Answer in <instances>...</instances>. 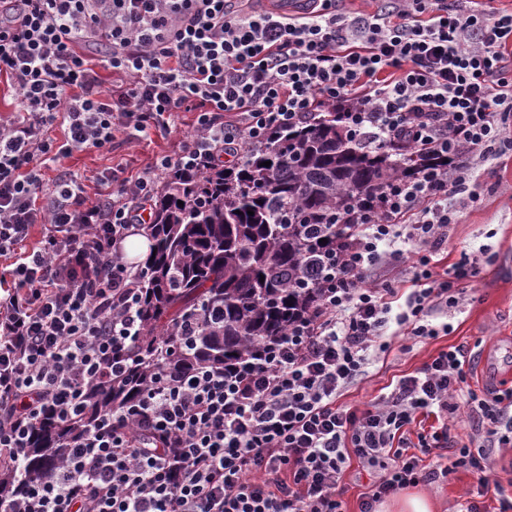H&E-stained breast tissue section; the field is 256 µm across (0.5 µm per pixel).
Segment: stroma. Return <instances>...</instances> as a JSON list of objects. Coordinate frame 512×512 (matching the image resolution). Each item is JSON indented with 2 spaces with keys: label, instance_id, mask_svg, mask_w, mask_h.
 <instances>
[{
  "label": "stroma",
  "instance_id": "stroma-1",
  "mask_svg": "<svg viewBox=\"0 0 512 512\" xmlns=\"http://www.w3.org/2000/svg\"><path fill=\"white\" fill-rule=\"evenodd\" d=\"M195 118L192 110L178 113L167 136L119 142L108 151L77 152L65 160L64 167L85 176L89 196H96L99 173L118 164L126 165L132 175L142 171L156 155L171 150L190 132ZM490 166L492 173L486 178L488 186L480 201L461 206L459 220L437 255L441 265L449 266L465 251L479 267L477 277L463 281L459 305L434 314V322L448 323L450 332L421 342L392 336L389 354L369 366L363 380L344 391V403L361 405L378 398L392 380L422 367L440 349L462 342L475 353L468 373L472 389L512 388V155L491 160ZM475 485V476L460 471L445 483L425 487L424 492L433 499L435 512H458L467 491Z\"/></svg>",
  "mask_w": 512,
  "mask_h": 512
}]
</instances>
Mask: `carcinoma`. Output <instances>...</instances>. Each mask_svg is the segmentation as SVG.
Wrapping results in <instances>:
<instances>
[{
    "mask_svg": "<svg viewBox=\"0 0 512 512\" xmlns=\"http://www.w3.org/2000/svg\"><path fill=\"white\" fill-rule=\"evenodd\" d=\"M434 165L448 159L364 147L336 113L316 112L249 147L237 166L165 174L153 223L144 227L151 241L141 266L144 335L127 353V375L89 387L81 418L42 426L27 455L28 478L40 477L99 416L135 399L163 356L161 341L174 342L182 321L199 310L215 307L223 321L200 322L191 348L170 358L177 366L241 361L284 336L318 296L311 274L351 231L336 215Z\"/></svg>",
    "mask_w": 512,
    "mask_h": 512,
    "instance_id": "cac0c4a2",
    "label": "carcinoma"
}]
</instances>
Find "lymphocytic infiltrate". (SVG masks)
I'll list each match as a JSON object with an SVG mask.
<instances>
[{"mask_svg": "<svg viewBox=\"0 0 512 512\" xmlns=\"http://www.w3.org/2000/svg\"><path fill=\"white\" fill-rule=\"evenodd\" d=\"M251 2L7 0L0 9V76L18 92L0 117V512H344L338 488L354 465L370 477L359 512L461 470L477 479L465 512H481L494 452L512 447V390L470 388L467 343L399 376L379 401L340 398L389 352V320L405 336L436 338L433 312L457 303L455 281L479 272L468 253L449 270L432 255L460 201H480L481 163L512 153V12L479 10L477 0H381L363 14L305 0L291 19ZM82 44L106 51L87 59ZM185 109L197 117L178 149L133 177L103 172L96 199L61 168L120 138L169 134ZM334 110L367 145L449 163L393 180L343 215L352 231L337 264L321 270L315 304L279 341L223 367L160 365L137 399L26 480L37 428L80 415L89 387L128 371L142 288L121 243L152 223L160 177L223 167L274 129ZM57 124L60 140L48 135ZM37 225L42 243L27 247ZM385 258L407 272L410 292L372 280ZM421 412L439 426L411 431ZM462 414L478 446L452 435Z\"/></svg>", "mask_w": 512, "mask_h": 512, "instance_id": "obj_1", "label": "lymphocytic infiltrate"}]
</instances>
